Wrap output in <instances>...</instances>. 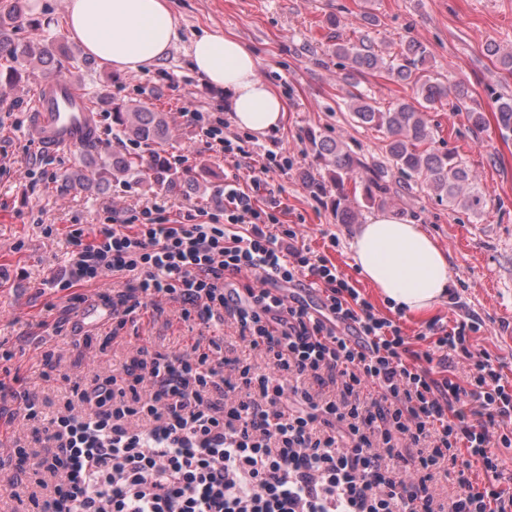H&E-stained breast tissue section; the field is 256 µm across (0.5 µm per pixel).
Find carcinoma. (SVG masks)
Masks as SVG:
<instances>
[{"label":"carcinoma","mask_w":512,"mask_h":512,"mask_svg":"<svg viewBox=\"0 0 512 512\" xmlns=\"http://www.w3.org/2000/svg\"><path fill=\"white\" fill-rule=\"evenodd\" d=\"M24 14L22 0H12L0 12V60L18 64V70H9L5 83L14 85L23 73L37 67H53L54 77L71 80V74L57 65L58 48L41 42L19 45L13 38L15 24ZM336 57L347 61V74L385 68L396 81L414 89V101H402L382 111L358 94L351 106L354 118L363 127L381 131L387 136L389 160L409 180L425 184L438 199L460 205L467 210H478L483 205L476 177L458 155L435 146L427 121V111L448 98V86L423 74L426 61L424 48L415 42L400 44V51L389 60L375 53L372 42L361 37L356 43H338ZM89 109L106 112L112 117V126L118 131L119 148L101 153L95 140L84 144L87 157L76 168L55 177L54 191L63 197L91 186L105 189L114 184L135 183L141 186L178 192L188 185H196L194 177L179 172L167 163L160 148L173 139L169 113L159 112L140 99L119 100L107 91L89 100ZM497 121L501 129L512 130V97L499 99ZM156 147L145 157L124 150L126 144ZM311 146L317 162L324 168L328 181L336 189L334 206L336 219L341 224L356 223L360 208L385 205L386 185L384 170L369 164L344 149L337 141L311 137Z\"/></svg>","instance_id":"1"}]
</instances>
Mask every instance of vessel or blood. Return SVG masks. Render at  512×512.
Returning <instances> with one entry per match:
<instances>
[{
    "instance_id": "1",
    "label": "vessel or blood",
    "mask_w": 512,
    "mask_h": 512,
    "mask_svg": "<svg viewBox=\"0 0 512 512\" xmlns=\"http://www.w3.org/2000/svg\"><path fill=\"white\" fill-rule=\"evenodd\" d=\"M94 116L85 97L70 83H44L29 132L46 151L83 145L93 134Z\"/></svg>"
}]
</instances>
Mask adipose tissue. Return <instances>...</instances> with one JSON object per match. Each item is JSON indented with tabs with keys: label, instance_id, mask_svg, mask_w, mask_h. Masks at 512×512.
I'll list each match as a JSON object with an SVG mask.
<instances>
[{
	"label": "adipose tissue",
	"instance_id": "obj_1",
	"mask_svg": "<svg viewBox=\"0 0 512 512\" xmlns=\"http://www.w3.org/2000/svg\"><path fill=\"white\" fill-rule=\"evenodd\" d=\"M65 20L67 35L87 55L126 74L146 72L178 38L169 0H66ZM190 60L202 79L226 94L236 127L264 135L279 125L285 105L238 39L198 36ZM351 249L359 271L392 309L422 315L450 292L448 256L419 225L375 214L357 231Z\"/></svg>",
	"mask_w": 512,
	"mask_h": 512
}]
</instances>
